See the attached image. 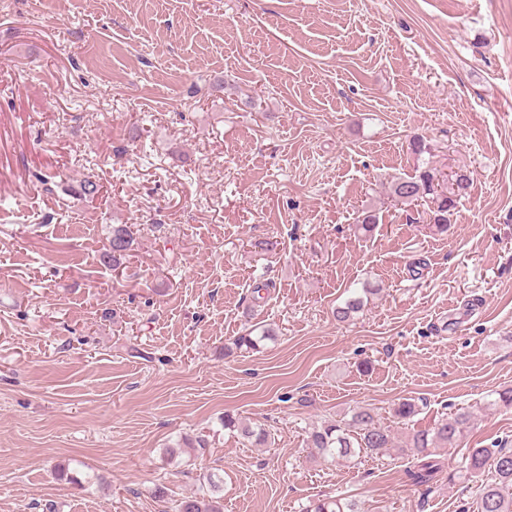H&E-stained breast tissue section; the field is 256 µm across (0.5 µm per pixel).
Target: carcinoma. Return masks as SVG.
<instances>
[{
  "instance_id": "carcinoma-1",
  "label": "carcinoma",
  "mask_w": 512,
  "mask_h": 512,
  "mask_svg": "<svg viewBox=\"0 0 512 512\" xmlns=\"http://www.w3.org/2000/svg\"><path fill=\"white\" fill-rule=\"evenodd\" d=\"M435 174L424 170L415 177L398 178L392 182L394 196L404 202H414L428 195H436L437 209L432 212V227L439 233L448 231L451 211L456 198L446 194H435ZM132 236L126 226L112 227L108 246L103 260L118 267L131 251ZM376 294V289L363 286L352 289L349 297L334 310L339 322L351 321L363 311L368 296ZM278 336V328L272 323L257 322L245 333L233 338L224 346V355L236 351H257L267 342ZM419 411L416 400L409 398L396 404L392 415L399 421L414 417ZM473 413L459 409L441 419L435 426L416 432L411 438L413 455L417 462L406 470L412 483L419 485L429 482L436 471V451L452 446L457 437L468 427ZM224 429L237 432L254 448H268L272 437L261 424L242 423L230 414L224 415ZM306 443L325 459L351 461L363 454H383L393 449L391 430L380 425L372 409L359 407L350 417L324 422L310 428ZM465 472L470 478H479L477 512H512V450L509 448H471L465 456ZM170 512H224V499L220 486L208 482L207 491L194 493L171 500ZM305 512H360L356 503L342 498L328 497L317 499L305 508Z\"/></svg>"
}]
</instances>
